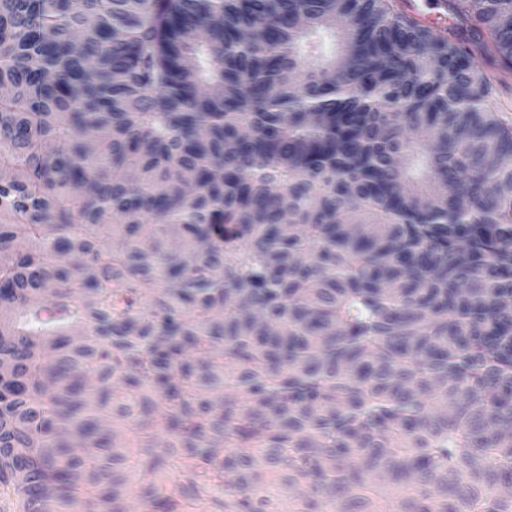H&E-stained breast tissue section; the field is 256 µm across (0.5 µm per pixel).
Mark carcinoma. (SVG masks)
<instances>
[{
    "label": "carcinoma",
    "instance_id": "1",
    "mask_svg": "<svg viewBox=\"0 0 512 512\" xmlns=\"http://www.w3.org/2000/svg\"><path fill=\"white\" fill-rule=\"evenodd\" d=\"M445 7L0 0V512H512V0ZM442 0H419L418 5L421 14L414 16L423 25L444 27L446 22V12L442 5Z\"/></svg>",
    "mask_w": 512,
    "mask_h": 512
}]
</instances>
